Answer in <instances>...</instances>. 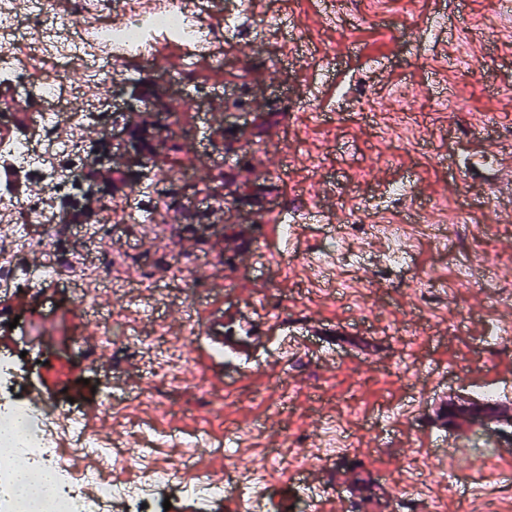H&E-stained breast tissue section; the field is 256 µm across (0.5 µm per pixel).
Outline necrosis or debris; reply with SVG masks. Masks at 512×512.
<instances>
[{
	"instance_id": "1",
	"label": "necrosis or debris",
	"mask_w": 512,
	"mask_h": 512,
	"mask_svg": "<svg viewBox=\"0 0 512 512\" xmlns=\"http://www.w3.org/2000/svg\"><path fill=\"white\" fill-rule=\"evenodd\" d=\"M124 19L114 24L107 12L93 13L79 36L65 33L49 0H32L27 22L0 26V70L14 80L36 82L37 94L46 105L45 118L37 124V140H18L0 145L14 163L25 167L31 178L47 184L39 196L18 199L0 195L1 224H36L38 233L22 243L0 237V288L19 285L24 279L47 280L44 268L26 270L20 251L53 250L55 269H77L79 262L68 249L55 246V232H66L57 224L55 213L77 205L86 187L77 174L84 166L83 127L95 123L109 128L107 112H70L60 107L61 93L76 94L94 88L109 95L116 74L131 60L146 61L158 40L186 53L191 67L200 66L216 50L222 31L214 30L200 12L196 0H161L151 12L138 10L132 0H120ZM83 59L80 80H71L68 64ZM68 135H61V126ZM22 365L9 357L0 361V512H112V502L122 498L128 512H156L155 489L170 481L162 465L143 468L127 464L124 484L112 481L114 463L125 462V451L102 448L97 491L85 490L90 480L82 467L91 434L66 413L39 409L22 402L15 388ZM26 456L34 472H51L56 479L53 494L19 499L11 492L14 479L12 460Z\"/></svg>"
}]
</instances>
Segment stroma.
<instances>
[{
  "instance_id": "1",
  "label": "stroma",
  "mask_w": 512,
  "mask_h": 512,
  "mask_svg": "<svg viewBox=\"0 0 512 512\" xmlns=\"http://www.w3.org/2000/svg\"><path fill=\"white\" fill-rule=\"evenodd\" d=\"M277 13L287 29L225 36L206 69L173 52L170 80L132 61L113 97L89 88L69 99L71 111L112 112L120 126L130 100L172 127L184 149L154 196L171 219H133L137 188L117 157L113 225L90 210L62 241L91 260L111 243L107 284L63 275L21 313L25 323L45 315L46 329L0 327V353L50 355L62 383L37 362L26 383L59 408L123 398L89 427L88 474L134 421L141 465L223 469L222 496L178 489L169 512H231L236 475L264 474L272 497L299 467L312 469L325 512H347L335 479L344 468L383 473L368 512H512V482L500 477L512 454H495L511 436L475 428L449 461L426 444L441 392L512 385V14L501 0H262L245 22ZM446 97L464 108L437 109ZM283 213L296 222L285 241L272 233ZM380 225L407 242L401 264L388 262ZM234 230L243 236L230 251ZM173 259L188 278L171 277ZM77 303L85 321L70 313ZM219 305L286 317L291 334L225 361L216 387L188 329ZM103 324L105 351L79 352L74 337ZM312 324L366 344L328 346ZM161 364L171 382L156 377Z\"/></svg>"
}]
</instances>
